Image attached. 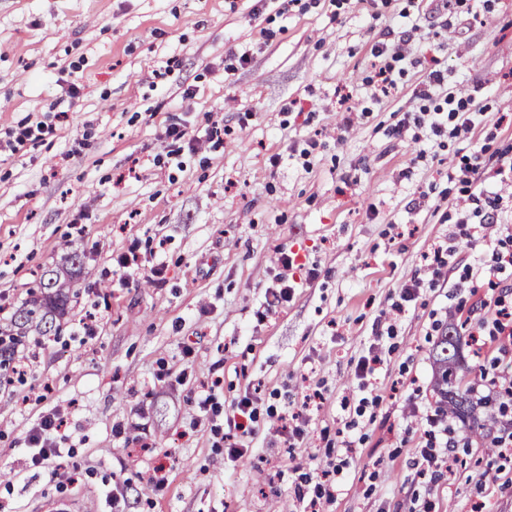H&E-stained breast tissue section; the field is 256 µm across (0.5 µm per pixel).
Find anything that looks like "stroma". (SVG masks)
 Here are the masks:
<instances>
[{
	"mask_svg": "<svg viewBox=\"0 0 512 512\" xmlns=\"http://www.w3.org/2000/svg\"><path fill=\"white\" fill-rule=\"evenodd\" d=\"M253 5L0 0V328L43 271L83 256L61 335L30 344L25 383L0 370V512H38L46 496L82 512H301L281 472L293 457L309 472L342 466L323 512H512V461L489 453L492 431L458 448L443 477L416 464L420 416L436 412L438 329L461 328L464 389L497 355L470 339L487 289L458 282L483 247L455 237L442 173L483 146L478 187L499 189L495 157L512 153V0ZM410 23L448 90L487 108L471 141L431 137L421 158L390 128L425 66L399 62L393 102L374 101L366 81L372 45ZM344 98L358 114L341 112ZM216 121L218 145L204 139ZM171 124L199 136L197 150L167 158ZM34 126L39 138L18 140ZM134 241L145 268L165 263L164 283L114 272ZM437 241L453 248L450 265L398 322L377 405L346 427L341 402L358 401L354 369L374 321L404 281L425 276ZM282 249L299 256L298 286L260 322ZM90 314L86 336L78 323ZM217 376L225 412L249 386L268 405L301 403L310 385L325 402L294 451L262 431L234 462L223 428L196 407ZM56 406L67 421L58 475L30 468L25 442ZM160 464L169 482L157 491L148 475Z\"/></svg>",
	"mask_w": 512,
	"mask_h": 512,
	"instance_id": "1",
	"label": "stroma"
}]
</instances>
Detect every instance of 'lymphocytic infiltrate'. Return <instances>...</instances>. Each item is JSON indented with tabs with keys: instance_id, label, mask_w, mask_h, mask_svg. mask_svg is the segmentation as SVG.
I'll use <instances>...</instances> for the list:
<instances>
[{
	"instance_id": "f902f5d3",
	"label": "lymphocytic infiltrate",
	"mask_w": 512,
	"mask_h": 512,
	"mask_svg": "<svg viewBox=\"0 0 512 512\" xmlns=\"http://www.w3.org/2000/svg\"><path fill=\"white\" fill-rule=\"evenodd\" d=\"M412 34L410 30L387 32L371 48L374 59L373 73L369 78L372 96L375 100L392 98L397 90L395 62L404 60L410 50ZM445 77L441 69L430 68L425 79L412 91V98L419 102V113L414 118H401L392 127L393 136L406 134L409 126L429 129L433 135H441L445 130L453 134H471L483 122L484 111L473 104L472 96L445 91ZM481 150H473L463 156L460 165L449 166L448 182L460 185L461 197L453 204L459 214L457 221L461 236L473 242L482 243L489 255L488 261L478 264L476 274L481 278L497 279L502 287L497 294L482 302L484 316L479 323L478 333L493 338L501 357L512 359V302L507 295L506 282L512 279V234L495 232L498 222L497 212L503 201L502 194L487 197L485 207H478V198L472 191L480 170ZM425 281L419 277L406 281L399 292V303L393 310L381 311L376 319L372 342L355 367L360 390H367L371 379L381 369L385 353V334L394 331L392 316L404 313L407 303L415 301L424 288ZM489 393L495 394L501 407L498 420V433L491 440L492 447L512 448V376L501 374L486 382ZM320 391L304 395L300 409L283 408L275 415L273 433L282 438L287 447H296L303 441L310 418L309 411L317 409ZM263 402L255 389H245L232 404V412L225 416L226 432L224 440L234 458H241L246 447L252 443L260 430V415ZM424 432L426 445L421 451L423 465L438 470H452L456 461V450L460 439L452 425L443 419L427 417ZM64 424L59 412L51 411L43 415L29 429L27 445L29 460L33 467L49 468L60 458L62 451L55 445L54 438ZM296 499L303 503V512H320L322 502L336 496V480L331 472H322L320 478H312L309 473L299 474L294 482Z\"/></svg>"
}]
</instances>
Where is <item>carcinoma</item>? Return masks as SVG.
Listing matches in <instances>:
<instances>
[{
  "instance_id": "1",
  "label": "carcinoma",
  "mask_w": 512,
  "mask_h": 512,
  "mask_svg": "<svg viewBox=\"0 0 512 512\" xmlns=\"http://www.w3.org/2000/svg\"><path fill=\"white\" fill-rule=\"evenodd\" d=\"M39 287L42 288V296H31L15 311V332L9 334L6 341L0 338V354L4 352L13 357L18 346L23 344L24 337L46 336L58 329L55 315L64 313L68 282L59 273L48 271L42 275ZM459 340L455 332L448 330L442 333L436 344L441 408L448 412L449 417L461 421L470 432L476 434L484 429L485 422L493 419V411L487 410L483 417L476 415L470 400L460 391V372L464 371V365L459 357Z\"/></svg>"
}]
</instances>
